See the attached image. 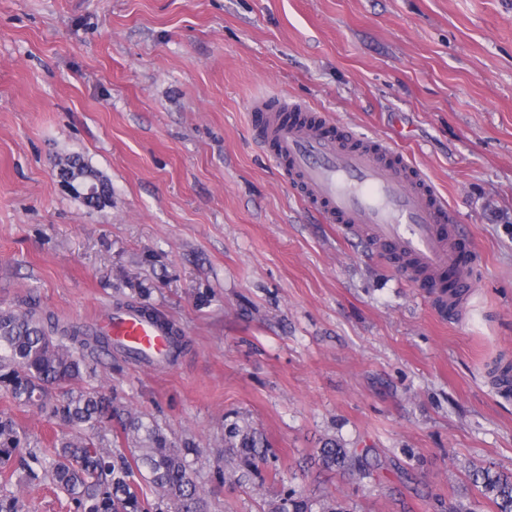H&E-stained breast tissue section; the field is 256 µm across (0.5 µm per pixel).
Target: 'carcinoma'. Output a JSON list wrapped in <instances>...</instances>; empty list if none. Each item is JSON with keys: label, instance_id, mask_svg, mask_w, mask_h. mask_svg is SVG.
<instances>
[{"label": "carcinoma", "instance_id": "cac0c4a2", "mask_svg": "<svg viewBox=\"0 0 512 512\" xmlns=\"http://www.w3.org/2000/svg\"><path fill=\"white\" fill-rule=\"evenodd\" d=\"M144 314L168 331L169 356L185 348L180 331L144 307ZM112 338L102 332L81 333L35 310L15 313L0 310V387L19 406H33L49 419L60 421L71 433L48 445L33 446L26 465L29 483L49 481L64 492L74 512H206L202 486L193 478L198 449L184 440L175 443L159 423L144 414H126L114 400L90 386L101 356L112 355ZM117 422L129 455L112 450L102 435ZM23 434L14 418L0 414V467L4 471L21 448ZM268 445L247 423L224 426V450L212 478L250 481L263 478L260 464L267 461ZM368 449L344 448L327 440L318 451L322 467L369 478ZM471 484L488 497L498 512H512V474L475 469ZM151 488L154 500L139 493L140 483ZM18 494H0V512H25ZM273 512H313L312 501L295 490L273 505Z\"/></svg>", "mask_w": 512, "mask_h": 512}]
</instances>
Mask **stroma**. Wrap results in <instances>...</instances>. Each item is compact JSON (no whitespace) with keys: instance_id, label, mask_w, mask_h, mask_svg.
<instances>
[{"instance_id":"35a3bbf8","label":"stroma","mask_w":512,"mask_h":512,"mask_svg":"<svg viewBox=\"0 0 512 512\" xmlns=\"http://www.w3.org/2000/svg\"><path fill=\"white\" fill-rule=\"evenodd\" d=\"M305 101L407 154L479 271L460 315L323 221L252 134L254 100ZM73 157L108 184L88 204ZM149 307L187 342L98 388L191 439L207 512L287 489L348 512H497L473 468L512 473V0H0V309L98 331ZM28 442L61 433L0 390ZM264 437V480L213 483L225 423ZM333 438L373 479L324 469Z\"/></svg>"}]
</instances>
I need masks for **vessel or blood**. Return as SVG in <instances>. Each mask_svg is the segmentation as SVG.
I'll return each mask as SVG.
<instances>
[{
    "label": "vessel or blood",
    "instance_id": "vessel-or-blood-1",
    "mask_svg": "<svg viewBox=\"0 0 512 512\" xmlns=\"http://www.w3.org/2000/svg\"><path fill=\"white\" fill-rule=\"evenodd\" d=\"M251 118L257 142L327 223L387 246V259L402 262L409 279L436 283L447 276L458 296L467 295L474 279L457 248L454 210L391 144L354 142L308 105L283 98L256 100ZM103 329L140 357L159 358L168 350L164 331L134 312L112 316Z\"/></svg>",
    "mask_w": 512,
    "mask_h": 512
}]
</instances>
